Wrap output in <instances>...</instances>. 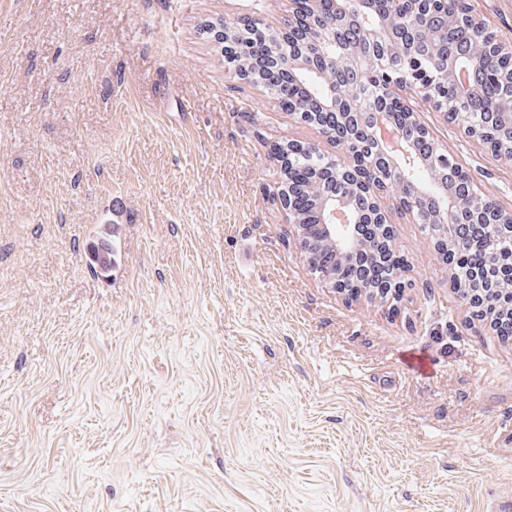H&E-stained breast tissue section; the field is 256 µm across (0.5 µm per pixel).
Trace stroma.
Returning a JSON list of instances; mask_svg holds the SVG:
<instances>
[{
  "mask_svg": "<svg viewBox=\"0 0 512 512\" xmlns=\"http://www.w3.org/2000/svg\"><path fill=\"white\" fill-rule=\"evenodd\" d=\"M245 17L290 0H0V512H493L512 344L394 193L396 300L312 273L273 149H335L226 75L201 25ZM411 106L512 210V159Z\"/></svg>",
  "mask_w": 512,
  "mask_h": 512,
  "instance_id": "stroma-1",
  "label": "stroma"
}]
</instances>
